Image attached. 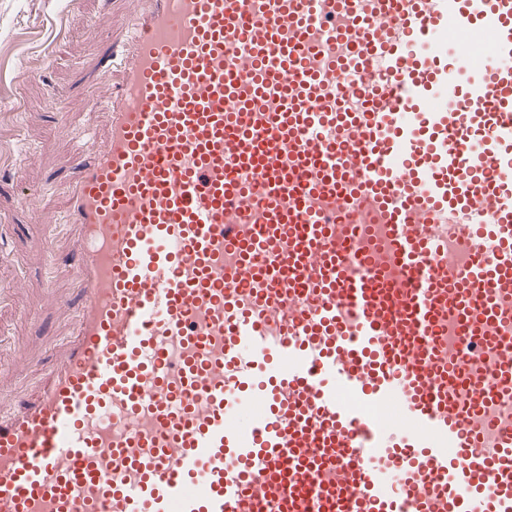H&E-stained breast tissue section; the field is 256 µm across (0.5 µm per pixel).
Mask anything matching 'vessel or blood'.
Here are the masks:
<instances>
[{"label": "vessel or blood", "mask_w": 512, "mask_h": 512, "mask_svg": "<svg viewBox=\"0 0 512 512\" xmlns=\"http://www.w3.org/2000/svg\"><path fill=\"white\" fill-rule=\"evenodd\" d=\"M141 2L0 512H512V0Z\"/></svg>", "instance_id": "obj_1"}]
</instances>
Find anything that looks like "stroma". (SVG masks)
<instances>
[{
	"instance_id": "1",
	"label": "stroma",
	"mask_w": 512,
	"mask_h": 512,
	"mask_svg": "<svg viewBox=\"0 0 512 512\" xmlns=\"http://www.w3.org/2000/svg\"><path fill=\"white\" fill-rule=\"evenodd\" d=\"M132 0H0V408L37 388L72 328L74 242L60 234L44 253L46 221L61 219L72 155L108 115L112 19ZM64 36L52 63L42 50L52 22Z\"/></svg>"
}]
</instances>
